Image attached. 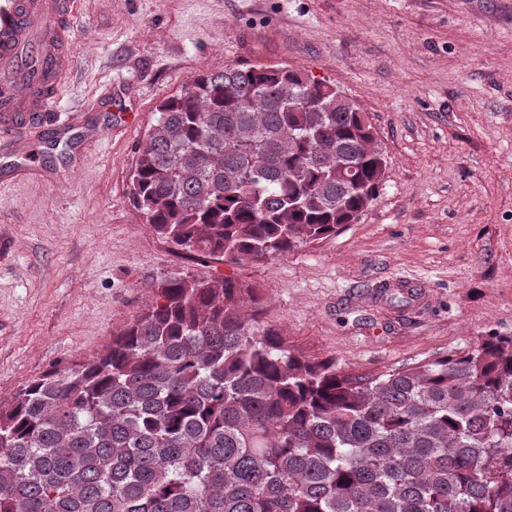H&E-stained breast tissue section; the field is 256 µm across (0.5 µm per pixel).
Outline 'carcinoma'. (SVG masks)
Masks as SVG:
<instances>
[{
    "instance_id": "obj_1",
    "label": "carcinoma",
    "mask_w": 512,
    "mask_h": 512,
    "mask_svg": "<svg viewBox=\"0 0 512 512\" xmlns=\"http://www.w3.org/2000/svg\"><path fill=\"white\" fill-rule=\"evenodd\" d=\"M387 166L336 86L241 64L158 104L129 193L184 258L258 262L357 220ZM148 288L101 354L0 401V512H512V336L356 378L288 348L258 288Z\"/></svg>"
}]
</instances>
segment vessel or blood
Segmentation results:
<instances>
[{
    "mask_svg": "<svg viewBox=\"0 0 512 512\" xmlns=\"http://www.w3.org/2000/svg\"><path fill=\"white\" fill-rule=\"evenodd\" d=\"M79 0H0V151L15 162L0 173V184L36 178L56 184L83 165L94 143L103 135L99 126L64 122L56 134L67 151L57 167L40 165L25 129L39 125L50 111L53 89L66 80L72 57L57 44L53 22L75 18Z\"/></svg>",
    "mask_w": 512,
    "mask_h": 512,
    "instance_id": "vessel-or-blood-1",
    "label": "vessel or blood"
}]
</instances>
